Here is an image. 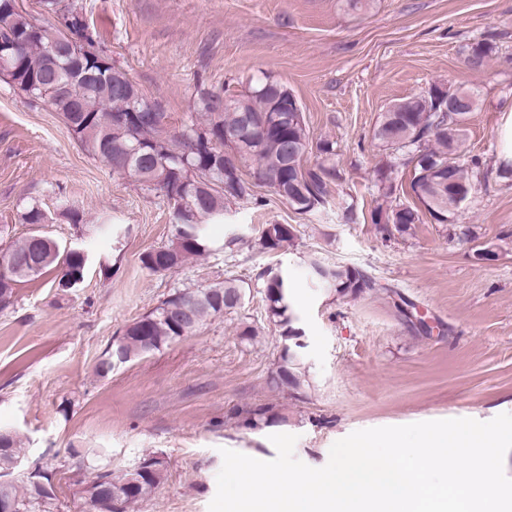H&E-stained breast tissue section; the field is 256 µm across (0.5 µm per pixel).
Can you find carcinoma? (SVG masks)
Masks as SVG:
<instances>
[{
    "label": "carcinoma",
    "mask_w": 512,
    "mask_h": 512,
    "mask_svg": "<svg viewBox=\"0 0 512 512\" xmlns=\"http://www.w3.org/2000/svg\"><path fill=\"white\" fill-rule=\"evenodd\" d=\"M43 11L59 18V25L44 26L24 12L17 0H0V54L8 58L0 76L28 96L47 103L58 112L69 132L90 156L105 162L112 172L135 178L142 188L161 193L172 205L174 234L170 242L143 254V266L153 273L173 272L190 259L210 249L206 226L224 219L231 203L255 197V187L265 186L298 214H310L326 203L328 187L338 179L333 162V145L327 140L312 144L301 107L293 94L288 104L272 107L281 83L267 78L241 95L222 91L197 92L195 114L181 130L172 134L163 124L159 105L147 99L149 112L131 111L132 103L112 86V65L98 63L99 52L86 15L62 0H40ZM69 35L85 54L93 76L78 78L72 58H51L48 46ZM492 45L478 42L467 49L470 68L484 67ZM479 106L478 94L462 86H432L410 96L381 115L373 132L378 145L405 164L413 166L410 195L419 206L384 207L398 191L390 177L394 164L377 169L380 198L372 212L376 224H391L403 234L420 222L419 208L440 224L450 222L471 195L466 170L453 161L466 137L468 122ZM316 163L305 166L312 152ZM253 164V175L243 167ZM295 228L290 224H264L256 244L267 252L290 245ZM0 309L12 304L17 282L35 278L48 270L57 271L55 288L67 292L79 286L87 262L81 251H68L49 236L32 232L0 251ZM317 283L332 288L341 298H357L375 288V281L363 271L344 265L311 262ZM268 317L282 329L280 362L271 383L295 391L303 389L306 371L301 353L294 349L298 335L293 327L288 282L275 274L266 280ZM244 289L233 278L197 289H176L156 307L128 324L117 341L103 353L96 371L106 376L116 365L113 352L120 349L122 362L151 353L186 336L206 317L221 315L239 307ZM26 460L23 437L7 432L0 437V477H11L8 493L15 512H52L55 495L20 474L16 463ZM156 470L141 483H125L127 474L95 475L81 492L88 512H103L97 506L94 489L112 493L110 512H128L151 496L164 482L166 464L154 460Z\"/></svg>",
    "instance_id": "cac0c4a2"
}]
</instances>
